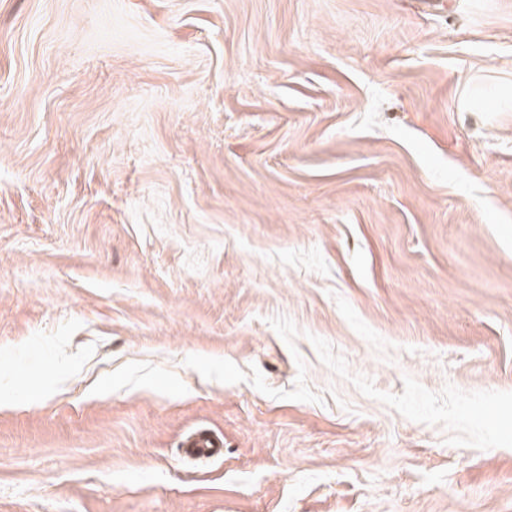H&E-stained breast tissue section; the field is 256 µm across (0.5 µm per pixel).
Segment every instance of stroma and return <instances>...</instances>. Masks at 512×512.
I'll return each instance as SVG.
<instances>
[{
    "instance_id": "stroma-1",
    "label": "stroma",
    "mask_w": 512,
    "mask_h": 512,
    "mask_svg": "<svg viewBox=\"0 0 512 512\" xmlns=\"http://www.w3.org/2000/svg\"><path fill=\"white\" fill-rule=\"evenodd\" d=\"M475 75L512 0H0V512H512ZM182 449L186 457L209 459L223 454L224 442L217 436L202 432L188 438Z\"/></svg>"
}]
</instances>
